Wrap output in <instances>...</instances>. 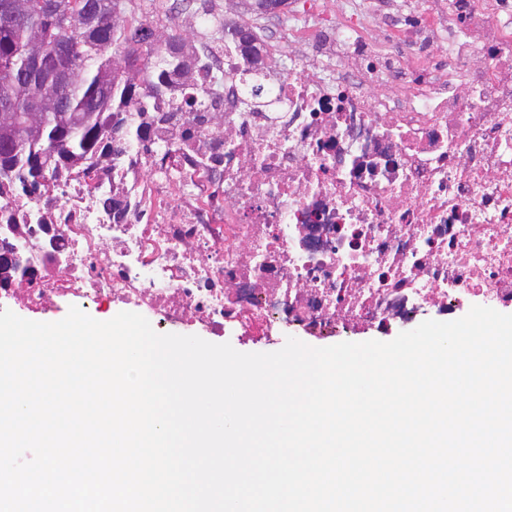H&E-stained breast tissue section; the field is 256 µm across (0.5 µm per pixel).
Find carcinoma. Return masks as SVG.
Returning a JSON list of instances; mask_svg holds the SVG:
<instances>
[{"mask_svg":"<svg viewBox=\"0 0 512 512\" xmlns=\"http://www.w3.org/2000/svg\"><path fill=\"white\" fill-rule=\"evenodd\" d=\"M50 0H11L26 19L0 26V62L11 65L10 84L0 82V97L12 100V139L0 141V168L12 177L0 181V200L31 197L45 190L49 172L82 173L93 157H109L123 164L125 146L135 144L151 152L156 129L170 125L176 92L193 86L197 72L207 64L195 41L181 45L146 40L158 27L131 23L124 16L132 0H73L69 14L50 10ZM269 0H243L242 14L256 20L269 16ZM233 30L246 34L247 43L223 35L224 52L244 62L243 81L250 99L267 97L256 79L261 49L253 27L236 21ZM63 40L78 52L51 56V47ZM65 79L68 107L61 111L49 96L50 88ZM202 122L224 126V113L200 103L193 109Z\"/></svg>","mask_w":512,"mask_h":512,"instance_id":"1","label":"carcinoma"}]
</instances>
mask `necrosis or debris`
Instances as JSON below:
<instances>
[{"label":"necrosis or debris","mask_w":512,"mask_h":512,"mask_svg":"<svg viewBox=\"0 0 512 512\" xmlns=\"http://www.w3.org/2000/svg\"><path fill=\"white\" fill-rule=\"evenodd\" d=\"M511 7L438 11L391 44L353 0L336 43L368 33L372 50L334 78L306 50L319 17L289 13L263 46L282 111L244 109L237 59L200 74L194 96L214 99L222 130L184 112L149 157L7 203L0 241L28 274L0 299L121 303L256 342L284 326L383 328L463 298L511 306ZM435 40L445 54L425 64ZM285 52L292 67L273 65ZM107 187L125 193L123 218L100 209Z\"/></svg>","instance_id":"obj_1"}]
</instances>
